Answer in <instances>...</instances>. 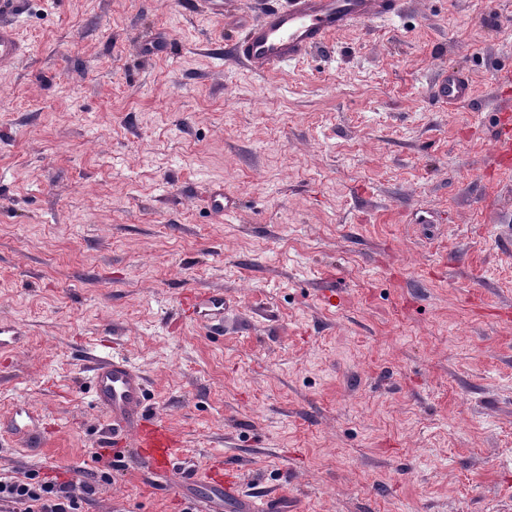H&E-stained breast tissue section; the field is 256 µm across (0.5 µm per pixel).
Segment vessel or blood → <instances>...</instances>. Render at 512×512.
Returning a JSON list of instances; mask_svg holds the SVG:
<instances>
[{
	"mask_svg": "<svg viewBox=\"0 0 512 512\" xmlns=\"http://www.w3.org/2000/svg\"><path fill=\"white\" fill-rule=\"evenodd\" d=\"M259 19L243 27L228 46L230 55L260 72H269L300 60L311 49L324 45L327 37L357 21L398 15L404 0H261ZM22 0H0V70L12 68L24 48L15 19ZM436 98L451 105L466 103L473 95L468 76L449 70L433 87ZM193 309L196 325L215 331L224 326L228 299L220 291L193 292L183 298ZM94 404L135 450L141 468L173 477L177 486L196 482L192 470L175 461V441L158 417L146 406V383L141 372L120 357H103L90 369ZM236 512H288L283 496H252L241 492L234 478L219 488Z\"/></svg>",
	"mask_w": 512,
	"mask_h": 512,
	"instance_id": "vessel-or-blood-1",
	"label": "vessel or blood"
}]
</instances>
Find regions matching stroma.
I'll return each instance as SVG.
<instances>
[{"label":"stroma","instance_id":"35a3bbf8","mask_svg":"<svg viewBox=\"0 0 512 512\" xmlns=\"http://www.w3.org/2000/svg\"><path fill=\"white\" fill-rule=\"evenodd\" d=\"M0 70V476L182 512L128 468L92 358H126L198 473L288 512H512V0H406L270 73L257 0H26ZM470 103L432 97L448 68ZM240 201L224 219L212 184ZM335 303L317 296L326 279ZM236 302L180 322L187 291ZM35 442L2 440L14 412Z\"/></svg>","mask_w":512,"mask_h":512}]
</instances>
